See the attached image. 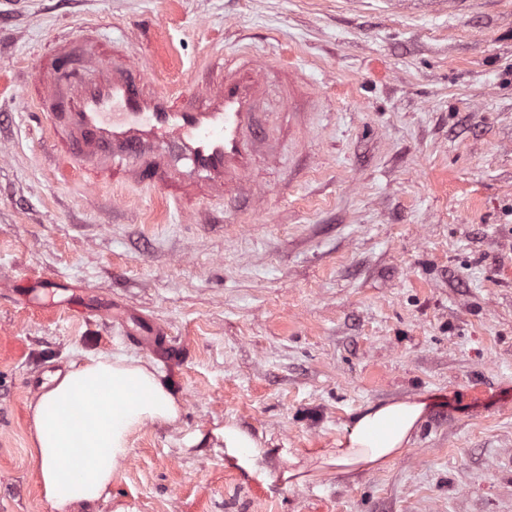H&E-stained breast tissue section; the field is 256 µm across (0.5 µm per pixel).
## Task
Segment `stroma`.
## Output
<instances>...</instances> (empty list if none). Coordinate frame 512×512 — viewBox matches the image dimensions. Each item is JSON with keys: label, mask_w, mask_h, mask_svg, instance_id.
I'll use <instances>...</instances> for the list:
<instances>
[{"label": "stroma", "mask_w": 512, "mask_h": 512, "mask_svg": "<svg viewBox=\"0 0 512 512\" xmlns=\"http://www.w3.org/2000/svg\"><path fill=\"white\" fill-rule=\"evenodd\" d=\"M82 38L152 90L261 62L278 132L245 188L182 206L64 161L26 115ZM153 322L168 348L129 342ZM92 351L150 359L182 413L73 512H512V0H0V512H52L32 381ZM420 394L392 465H329L361 408ZM229 419L267 479L185 448Z\"/></svg>", "instance_id": "35a3bbf8"}]
</instances>
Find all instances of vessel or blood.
<instances>
[{
    "instance_id": "obj_1",
    "label": "vessel or blood",
    "mask_w": 512,
    "mask_h": 512,
    "mask_svg": "<svg viewBox=\"0 0 512 512\" xmlns=\"http://www.w3.org/2000/svg\"><path fill=\"white\" fill-rule=\"evenodd\" d=\"M46 83L42 113L64 127L84 168L163 186L181 202L197 188L223 191L248 175L264 91L258 70L221 67L213 90L182 100L147 90L143 66L91 51L80 66L59 59Z\"/></svg>"
}]
</instances>
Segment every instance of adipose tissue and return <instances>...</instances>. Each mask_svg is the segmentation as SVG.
<instances>
[{
  "mask_svg": "<svg viewBox=\"0 0 512 512\" xmlns=\"http://www.w3.org/2000/svg\"><path fill=\"white\" fill-rule=\"evenodd\" d=\"M31 455L54 512L106 497L130 439L149 422L176 423L180 402L151 361L105 353L55 374L29 406ZM429 410L426 397L375 403L345 427L330 462L340 473L387 467L414 444ZM229 464L259 473L261 439L235 421L213 429Z\"/></svg>",
  "mask_w": 512,
  "mask_h": 512,
  "instance_id": "obj_1",
  "label": "adipose tissue"
}]
</instances>
